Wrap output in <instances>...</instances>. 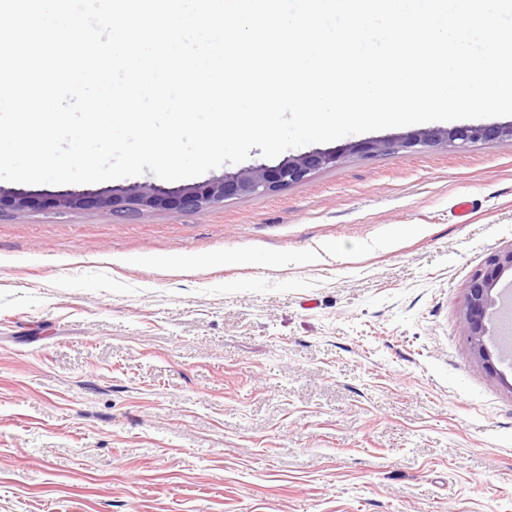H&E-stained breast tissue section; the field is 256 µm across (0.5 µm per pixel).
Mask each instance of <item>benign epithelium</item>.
Segmentation results:
<instances>
[{
    "instance_id": "7a95c632",
    "label": "benign epithelium",
    "mask_w": 512,
    "mask_h": 512,
    "mask_svg": "<svg viewBox=\"0 0 512 512\" xmlns=\"http://www.w3.org/2000/svg\"><path fill=\"white\" fill-rule=\"evenodd\" d=\"M512 139V123L464 125L452 128H430L419 132L391 136L384 139H364L350 142L335 149L315 150L292 156L276 166H259L226 173L219 179L203 185L173 189L152 185H133L122 194L109 190L70 191L53 197L62 209L109 208L122 203V209L139 213L146 209L201 212L215 202L245 196H260L279 189L300 184L319 170L341 166L350 155L375 156L377 154L418 145H451L489 143ZM512 272V248L492 255L486 265L469 281L464 311V324L474 353L485 367L493 364L484 337L489 335L488 324L496 305L493 291L505 272Z\"/></svg>"
}]
</instances>
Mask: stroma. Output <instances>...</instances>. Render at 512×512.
<instances>
[{
  "instance_id": "35a3bbf8",
  "label": "stroma",
  "mask_w": 512,
  "mask_h": 512,
  "mask_svg": "<svg viewBox=\"0 0 512 512\" xmlns=\"http://www.w3.org/2000/svg\"><path fill=\"white\" fill-rule=\"evenodd\" d=\"M66 190L0 182V512H512V345L463 322L512 141L198 213Z\"/></svg>"
}]
</instances>
